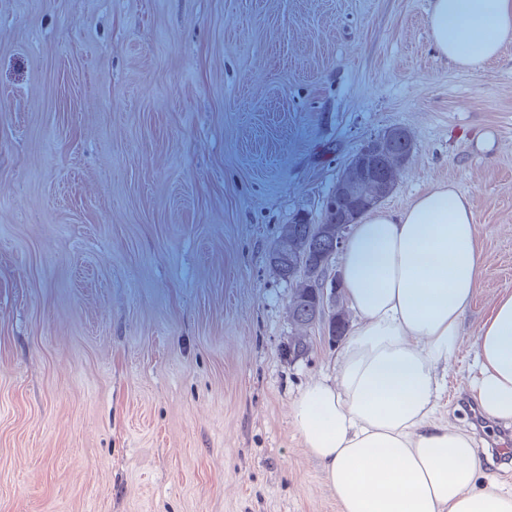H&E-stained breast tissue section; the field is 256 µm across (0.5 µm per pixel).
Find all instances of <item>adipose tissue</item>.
Returning <instances> with one entry per match:
<instances>
[{
	"instance_id": "adipose-tissue-1",
	"label": "adipose tissue",
	"mask_w": 512,
	"mask_h": 512,
	"mask_svg": "<svg viewBox=\"0 0 512 512\" xmlns=\"http://www.w3.org/2000/svg\"><path fill=\"white\" fill-rule=\"evenodd\" d=\"M429 24L438 53L472 68L512 39V0H432ZM341 271L357 320L338 376L292 406L340 512H512V491L483 483L470 437L434 419L481 271L468 197L441 185L402 212L368 214ZM477 361L482 410L512 424L511 293L481 325Z\"/></svg>"
}]
</instances>
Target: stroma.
I'll use <instances>...</instances> for the list:
<instances>
[{"mask_svg":"<svg viewBox=\"0 0 512 512\" xmlns=\"http://www.w3.org/2000/svg\"><path fill=\"white\" fill-rule=\"evenodd\" d=\"M431 0H0V512H340L290 416L342 343L267 261L360 144L380 207L466 195L481 272L440 421L481 453L475 339L512 292V40L437 54ZM404 160H400L399 162L395 164H403ZM394 164V165H395ZM393 165V166H394ZM392 166V167H393ZM392 167L387 171V176L384 182L385 178V165L383 164L382 160L372 157H365L362 161L361 167L359 171H361L363 174L368 176L370 179L375 181L378 184H381L384 182L383 187L381 188H375L371 191H365L361 188L360 185H356L353 183L344 182L341 184L338 195L340 198H342L345 194H356L359 196L361 204L367 208H374L380 201H382L383 197L387 193L390 182H391V176H392Z\"/></svg>","mask_w":512,"mask_h":512,"instance_id":"35a3bbf8","label":"stroma"}]
</instances>
